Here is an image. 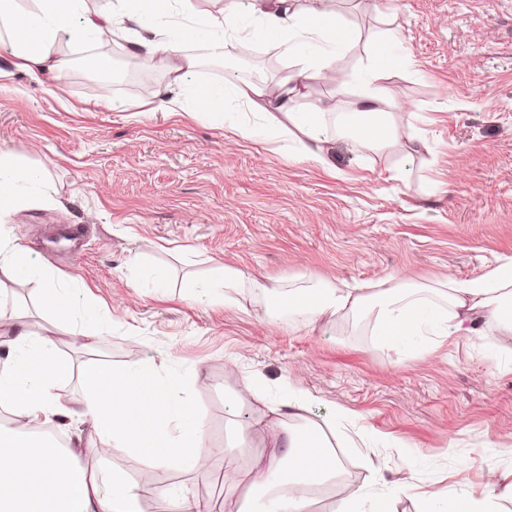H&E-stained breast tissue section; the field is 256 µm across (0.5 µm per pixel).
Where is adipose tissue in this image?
<instances>
[{"label": "adipose tissue", "instance_id": "ef3b65f1", "mask_svg": "<svg viewBox=\"0 0 512 512\" xmlns=\"http://www.w3.org/2000/svg\"><path fill=\"white\" fill-rule=\"evenodd\" d=\"M34 10L17 13L15 0H0V27L14 48L13 65L22 71L66 67L57 56L61 33L78 42L103 43L113 40L125 26L140 24L142 14L133 0H114L107 14L79 16L82 0H33ZM270 46L293 54L302 45H324L328 51L313 68L302 69L310 80L330 79L333 62L330 49L345 47L353 32L340 27L326 9V0H310L307 19H300L290 0H253ZM132 52L150 61L159 55L179 56L167 71L171 96L164 107L171 112L185 108L181 96L184 70L197 61L181 56L179 43L165 26L146 28L131 42ZM409 60L382 44L360 82L351 118L344 125L353 143L377 151L398 146L400 134L391 112L387 81L392 72L406 68ZM237 98L261 112L270 125L284 135L295 137L304 154L321 166H328L321 114L301 112L292 104L291 88L269 96L262 82H243L234 89ZM37 175L29 159L21 154H0V212L18 200L21 184ZM43 281L42 301L59 319H68L75 306L71 292L46 281L27 251L14 248L0 259V288L8 282ZM250 288L268 300L267 315L277 320L284 313L307 315L309 323L327 317L374 314L381 339L407 344L416 337H441L448 329L472 331L484 324L512 334V261L497 265L487 275L460 282L448 278L439 296L441 305L429 303V287L423 283H402L374 294L358 288H338L327 282L282 291L276 280L254 278L241 270L220 265L202 287L198 301L217 304L236 288ZM0 344L7 357L0 361V409L9 412L14 426L0 423V512H141L140 489L153 480L154 473L173 464L191 468L206 466L208 448L204 424L197 409L178 397L183 379L169 376L162 366L141 363L112 371L96 366L84 375V394L73 404L63 385L73 375V365L64 358L52 332L35 331L23 322L0 325ZM90 419L101 446L99 459L120 451L141 463L139 479L127 481L120 473L92 471L80 464V442L66 447L30 432V425L49 430L66 426L74 417ZM256 425L269 429L268 453L263 462L244 470L239 484L258 492V512H309L305 489L333 480L339 461L331 452L327 426L316 424L290 428L287 418Z\"/></svg>", "mask_w": 512, "mask_h": 512}]
</instances>
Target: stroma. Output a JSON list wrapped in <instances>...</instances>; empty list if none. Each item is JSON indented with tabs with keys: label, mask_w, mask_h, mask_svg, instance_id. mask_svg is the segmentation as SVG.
Wrapping results in <instances>:
<instances>
[{
	"label": "stroma",
	"mask_w": 512,
	"mask_h": 512,
	"mask_svg": "<svg viewBox=\"0 0 512 512\" xmlns=\"http://www.w3.org/2000/svg\"><path fill=\"white\" fill-rule=\"evenodd\" d=\"M196 7L231 9L236 33L220 58L207 39L184 41L198 60L184 98L230 88L246 72L272 90L298 73L295 57L261 39L252 0ZM327 9L356 39L335 57L336 84L304 81L296 101L324 114L326 168L244 101L229 99L224 116L165 112L166 62L142 63L124 39L61 37L68 66L58 76L14 68L11 46L0 43V152L27 155L50 184L23 192L0 219V240L25 248L77 301L104 314L124 308L92 355L82 318L59 322L40 282L7 285L0 321L20 316L50 330L78 370L161 362L181 377L199 371L181 395L204 417L209 464L164 468L161 485L203 496L213 512H237L238 475L266 453L264 429L237 448L227 436L228 420L263 410L234 398L256 374L272 399L292 386L311 393L308 421L339 409L352 417L333 446L350 497L369 512H414L411 499L389 494L400 478L455 512L484 496L489 468L512 470V335L452 332L413 351L380 342L371 317L273 321L266 298L246 288L216 305L195 299L218 262L286 287L327 281L375 293L448 273L470 281L512 260V0H327ZM390 37L412 65L387 83L403 145L385 153L337 129L351 108L337 87L363 74ZM101 53L112 63L106 100L105 79L87 64ZM156 270L167 274L160 290ZM228 361L235 375L225 374Z\"/></svg>",
	"instance_id": "stroma-1"
}]
</instances>
